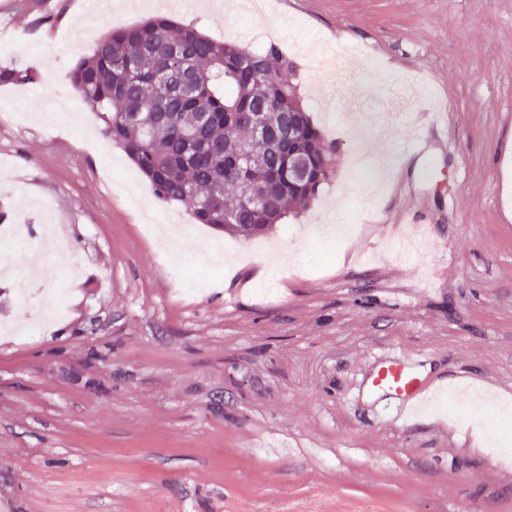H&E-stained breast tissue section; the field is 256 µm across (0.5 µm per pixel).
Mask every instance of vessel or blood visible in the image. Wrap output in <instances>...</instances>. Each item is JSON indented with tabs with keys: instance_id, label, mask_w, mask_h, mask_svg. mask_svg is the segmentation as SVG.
I'll list each match as a JSON object with an SVG mask.
<instances>
[{
	"instance_id": "obj_1",
	"label": "vessel or blood",
	"mask_w": 512,
	"mask_h": 512,
	"mask_svg": "<svg viewBox=\"0 0 512 512\" xmlns=\"http://www.w3.org/2000/svg\"><path fill=\"white\" fill-rule=\"evenodd\" d=\"M325 52L330 59L331 79L343 80L350 71L351 59L340 43H330ZM388 117L396 123L414 126L415 133L406 143L392 146L386 151L383 174H398L404 155H428L430 144L426 131L447 130L448 119L437 112L416 113L405 107L389 112ZM394 223L416 226L418 235L409 238L400 234L395 240L400 250L425 254L430 250V240L424 219L407 213L394 216ZM475 378L461 375L453 379H440L429 376L419 364L408 358L378 360L361 388L362 395L376 406H390L394 421L402 425L417 422L426 411L442 396L454 394L464 396L475 391Z\"/></svg>"
}]
</instances>
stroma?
<instances>
[{"mask_svg": "<svg viewBox=\"0 0 512 512\" xmlns=\"http://www.w3.org/2000/svg\"><path fill=\"white\" fill-rule=\"evenodd\" d=\"M0 0V220L44 279L0 278V500L13 512H512V0H202L175 14L220 41L268 34L327 143L316 199L257 238L155 198L102 137L71 71L158 0ZM363 49L355 112L316 46ZM407 91L448 115L447 147L378 174L400 124H366ZM422 215L424 262L394 255L389 216ZM66 311L52 317L53 293ZM452 378L403 427L360 388L378 357Z\"/></svg>", "mask_w": 512, "mask_h": 512, "instance_id": "stroma-1", "label": "stroma"}]
</instances>
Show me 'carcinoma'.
<instances>
[{
    "label": "carcinoma",
    "instance_id": "cac0c4a2",
    "mask_svg": "<svg viewBox=\"0 0 512 512\" xmlns=\"http://www.w3.org/2000/svg\"><path fill=\"white\" fill-rule=\"evenodd\" d=\"M195 75L193 93L173 109L163 105L166 78L180 67ZM289 62L268 43L253 51L218 42L165 15L116 30L97 39L90 54L72 71L75 89L96 112L103 136L118 144L149 180L156 197L189 208L195 221L242 237L265 234L299 204L308 205L332 173L335 147L326 143L305 110L297 88L284 81ZM266 100L265 119L295 118L296 147L309 153L315 178L302 188L288 183L279 155L254 140L241 113L256 98ZM201 112L215 120L188 144L184 133L196 127ZM244 151L245 172L232 157ZM247 194L263 195L268 205L253 210Z\"/></svg>",
    "mask_w": 512,
    "mask_h": 512
}]
</instances>
